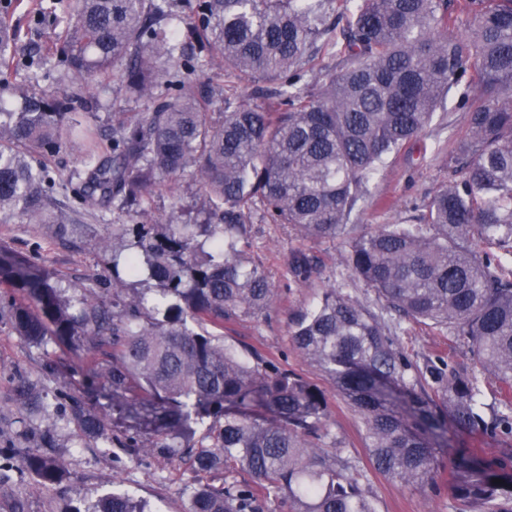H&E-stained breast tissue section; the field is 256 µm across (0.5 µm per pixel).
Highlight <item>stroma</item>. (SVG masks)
I'll list each match as a JSON object with an SVG mask.
<instances>
[{"label":"stroma","mask_w":512,"mask_h":512,"mask_svg":"<svg viewBox=\"0 0 512 512\" xmlns=\"http://www.w3.org/2000/svg\"><path fill=\"white\" fill-rule=\"evenodd\" d=\"M41 6L42 0H12L10 17L20 27L23 54L36 53L39 44L52 39L51 32L37 24ZM456 100V95H449L432 124L369 182L367 195L352 216V236L414 219L447 184L454 170L448 151L467 132L466 115L457 110ZM197 191L189 176L166 179L156 187L151 210L142 216V223H152L161 215L179 218L182 210L194 205ZM122 221V216L109 214L96 223L94 230L72 224L60 233L52 224H26L17 219L0 224V245L59 274L66 283L88 276L103 279L110 276L111 264L102 240L113 225ZM298 248L320 260L317 271L304 282L294 278L289 264L292 252ZM347 248L343 240L302 238L286 224L254 222L249 254L264 268L278 296L268 315L225 322L224 340L242 351L258 353L325 392L330 428L342 442V456L352 469L365 474L364 486L373 496L377 512H457L449 493L428 496L374 470L361 420L337 393L332 381L292 345L294 322L318 302L328 285H349L352 296L375 304L374 292L365 285L351 284L348 271L341 266L340 256ZM397 346L421 366L442 360L453 365L467 361L466 346L447 331L407 320L397 331ZM22 384L40 391L50 406L54 416L50 427L54 432V453L70 472L64 485L44 487L21 464L22 455L32 444V434L47 428L41 415L20 404L18 387ZM75 398L86 406L107 411L111 437L135 435L133 421L113 411L111 395L86 372L84 351L54 340L31 345L17 336L8 323L1 322L0 512H88L101 496L115 489L141 502L147 512H188L199 485L248 479L241 470L196 471L188 460L159 448L133 455L110 440L90 438L72 415L71 401ZM450 436L453 446L474 448L485 459L512 465V433L489 437L454 430Z\"/></svg>","instance_id":"35a3bbf8"}]
</instances>
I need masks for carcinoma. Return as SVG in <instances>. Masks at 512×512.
Here are the masks:
<instances>
[{"mask_svg": "<svg viewBox=\"0 0 512 512\" xmlns=\"http://www.w3.org/2000/svg\"><path fill=\"white\" fill-rule=\"evenodd\" d=\"M180 2L177 13L172 0H73L67 16L47 4L45 53L71 76L54 92L11 84L19 38L0 15V223L132 220L104 242L110 289L73 282L68 295L56 274L1 253L0 280L21 293L13 330L86 348V371L146 436L119 442L132 454L188 448L213 419L193 463L244 470L251 483L203 485L190 512H264L268 499L289 512H377L326 425L323 391L227 345L224 321L273 306L275 287L245 256L255 216L304 238H348L369 181L457 89L469 134L454 147V178L412 222L354 238L343 255L378 306L332 285L291 341L360 416L376 471L424 492L450 454L457 512H512L507 465L494 472L476 449L448 448L450 426L512 433V0H467L465 34L451 0ZM326 55L346 67L315 94L307 77ZM248 73L267 103L235 102L232 82ZM108 76L149 106L111 113L107 150L89 89ZM70 146L83 169L67 205L45 158ZM184 173L199 186L185 221L133 223L162 180ZM290 264L299 281L317 266L301 250ZM392 312L463 339L473 367L419 368L396 347ZM490 378L499 399L487 419ZM72 409L89 437L105 435L104 411ZM24 463L45 487L68 478L40 450ZM91 512L144 507L114 491Z\"/></svg>", "mask_w": 512, "mask_h": 512, "instance_id": "1", "label": "carcinoma"}]
</instances>
